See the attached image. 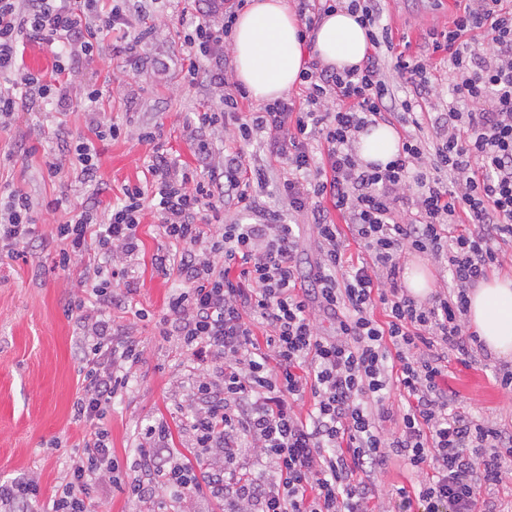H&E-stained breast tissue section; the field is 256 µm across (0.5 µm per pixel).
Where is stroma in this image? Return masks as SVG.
Instances as JSON below:
<instances>
[{"mask_svg":"<svg viewBox=\"0 0 512 512\" xmlns=\"http://www.w3.org/2000/svg\"><path fill=\"white\" fill-rule=\"evenodd\" d=\"M382 23L388 24L396 52L428 61L438 108L448 102V53L434 50L436 33L447 30L451 19L439 0H384ZM222 24L223 15L205 16L194 0H154L149 13L129 12L128 25L98 44L94 56L80 65L75 85L58 103H27L13 118L0 124V193H27L33 203L37 240L51 239L65 212L47 209L48 201L68 196L79 202L89 195L78 163L63 157L57 175L45 167L47 154L58 153L64 140L91 136L96 122L119 125L123 133L101 143L98 178L107 188V201L121 196L127 184L144 181L143 171L154 149L167 153L179 168L199 171L191 123L199 112L217 109L220 88L191 80L183 39L199 21ZM148 37H141V30ZM98 93L96 102L85 90ZM154 131L155 143L138 135ZM212 164L220 166L225 151L242 150L247 164L265 168L270 180L262 202L280 211L284 220L303 225L300 250L303 260L315 261L317 233L309 216L289 211L279 196L277 182L288 173L283 159L266 153L260 138L239 139L237 130L209 131ZM141 251L128 266V278L116 288L133 283L134 301L145 311L113 312L115 324L138 343L142 360L130 370V381L112 401L108 417L112 453L120 464L132 463L147 426L167 422L177 449L191 447L193 435L181 426V411L193 406L188 371L191 360L181 340L159 333L169 296L179 288L176 275L158 273L154 254L171 250L163 237L161 219L149 208L138 228ZM55 250H34L27 257L0 254V482L24 477L38 482L40 512L48 498L65 482L70 457L79 454L83 430L73 419L79 392V366L74 352L77 330L67 307L84 270L103 263L97 251L72 260L69 269L56 264ZM512 360L493 357L475 344L474 358L461 362L449 357L445 384L455 404L470 416L512 428V394L494 381ZM420 471L398 456L390 457L374 474L377 512H405L398 488L417 485Z\"/></svg>","mask_w":512,"mask_h":512,"instance_id":"1","label":"stroma"}]
</instances>
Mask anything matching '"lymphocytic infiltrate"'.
<instances>
[{"label":"lymphocytic infiltrate","instance_id":"f902f5d3","mask_svg":"<svg viewBox=\"0 0 512 512\" xmlns=\"http://www.w3.org/2000/svg\"><path fill=\"white\" fill-rule=\"evenodd\" d=\"M100 0H0V119L12 118L30 99H51L80 61L89 59L104 33L127 26L123 10L101 9ZM328 10L357 14L373 48L362 67L343 72L319 65L301 74L306 106L281 98L265 104L250 122L239 116L242 90L228 83L223 68L200 70L202 58L219 59L225 39L246 0H209L223 10L221 26L198 23L186 34L190 74H205L223 87L221 106L197 115L198 159L209 165L206 130L234 123L243 140L266 136L267 151L288 163L278 184L289 210L310 213L317 230L316 273L298 259L300 227L260 202L269 180L255 168L243 177L242 151L225 154L221 173L200 178L179 169L163 152L152 156L144 184L102 207L48 202L72 216L57 225V263L68 267L89 248L105 254L111 272L96 270L81 280L68 311L82 331L77 359L82 394L74 404L87 430L68 479L52 496L51 512H101V480L139 500H154L158 512H183L199 492L219 497L230 512H371L369 475L390 456L427 470L416 491L399 488L404 505L426 512H497L486 490L512 472V433L471 419L454 406L442 381L444 350L469 356L477 337L464 316L466 290L483 279L501 257L496 241L512 238V7L505 0H464L443 35L448 48L447 111L431 112L432 97L421 61L397 58L394 70L408 92L397 98L384 75L393 43L379 24L377 0H325ZM481 30L489 51L465 42ZM59 44L51 75L20 68L24 40ZM411 125L397 158L386 168L362 166L352 148L356 132L378 122ZM432 139L421 138L424 127ZM109 124L95 138L72 140L91 195L96 180V139L118 138ZM319 142L325 162L312 168L310 145ZM155 200L164 236L177 253L160 252L152 263L176 272L182 287L168 300L163 334L181 336L193 361L217 365L216 374L193 380L197 409L185 415L199 457L222 452L224 464L201 469L176 457L167 423L146 430L124 476L112 453L108 412L129 383V368L141 359L134 341L112 320L116 309L133 306L130 291L115 292L111 280L140 251L137 228L146 200ZM414 208L403 217L405 205ZM248 216L245 224L223 222L226 208ZM33 203L19 191L0 197V252L26 253L35 246ZM339 212L353 238L369 254L359 265L343 262L344 242L333 221ZM430 253L444 264L452 288L418 304L399 284L404 249ZM318 307L334 321V335L320 334L310 313ZM382 307L386 323L374 317ZM265 330L257 338L255 326ZM406 400L401 428L386 433L392 386ZM311 394L307 414L295 405ZM255 449L258 471L235 460ZM169 497L157 500L159 486Z\"/></svg>","mask_w":512,"mask_h":512}]
</instances>
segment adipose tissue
Segmentation results:
<instances>
[{"mask_svg":"<svg viewBox=\"0 0 512 512\" xmlns=\"http://www.w3.org/2000/svg\"><path fill=\"white\" fill-rule=\"evenodd\" d=\"M370 47L364 27L347 9L323 14L310 33L288 0H248L232 26L234 80L252 99L277 100L300 81L309 60L335 71L361 66ZM362 164L387 165L401 149L395 130L375 124L355 143ZM467 320L493 355L512 358V275L494 274L467 293Z\"/></svg>","mask_w":512,"mask_h":512,"instance_id":"adipose-tissue-1","label":"adipose tissue"}]
</instances>
